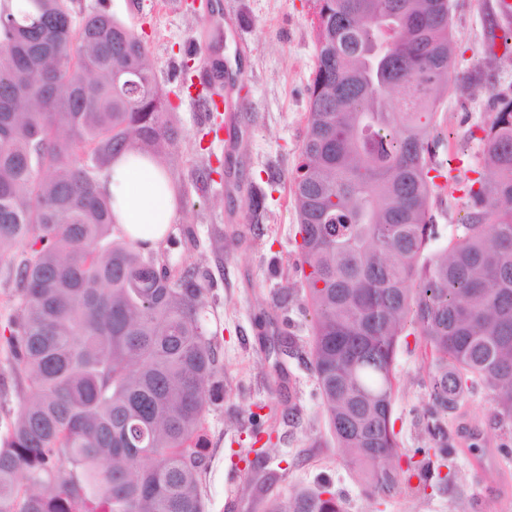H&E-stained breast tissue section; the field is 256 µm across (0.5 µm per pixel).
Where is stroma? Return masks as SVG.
Segmentation results:
<instances>
[{"mask_svg":"<svg viewBox=\"0 0 512 512\" xmlns=\"http://www.w3.org/2000/svg\"><path fill=\"white\" fill-rule=\"evenodd\" d=\"M455 65L439 100L440 128L468 180L482 164L481 127L498 93L512 94V52L491 54L495 0H449ZM76 18L105 11L134 28L149 48L148 61L169 100L179 132L165 166L177 187L178 218L161 256L170 264L206 271L216 286L205 313L219 334L224 393L209 402L203 434L208 467L200 475L205 512H262L265 497L328 476L346 512H512V460L495 452L501 427L489 391L470 393L443 419L455 446L451 482L384 500L365 497L344 465L325 422L307 354L287 356L283 337L307 346L312 315L302 307L293 275L298 218L291 176L306 132L315 44L312 0H74ZM211 53L236 77L226 85L225 106L207 111L190 94L208 81L200 66ZM233 123L238 145L213 127ZM220 163L207 192L197 178ZM267 181L266 210L249 208L251 183ZM289 288V303L280 291ZM393 419L400 447L430 443L422 414L428 404V367L418 352L400 349ZM270 427L255 434L250 414ZM479 430L481 457L502 478L492 488L478 471L462 424Z\"/></svg>","mask_w":512,"mask_h":512,"instance_id":"stroma-1","label":"stroma"}]
</instances>
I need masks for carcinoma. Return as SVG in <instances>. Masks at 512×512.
Here are the masks:
<instances>
[{
  "instance_id": "cac0c4a2",
  "label": "carcinoma",
  "mask_w": 512,
  "mask_h": 512,
  "mask_svg": "<svg viewBox=\"0 0 512 512\" xmlns=\"http://www.w3.org/2000/svg\"><path fill=\"white\" fill-rule=\"evenodd\" d=\"M71 0H0V262L18 304L8 372L26 395L0 440V512H204L208 401L223 383L207 275L176 276L114 231L99 177L175 144L148 47ZM315 63L291 192L313 313L310 366L328 430L364 493L447 481L439 423L482 386L512 459V95L482 131L494 174L440 239L430 172L455 62L448 0H313ZM479 185L473 189V185ZM423 338L434 444L399 451L394 361ZM263 512H344L319 479Z\"/></svg>"
}]
</instances>
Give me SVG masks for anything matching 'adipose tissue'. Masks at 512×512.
Here are the masks:
<instances>
[{"instance_id":"ef3b65f1","label":"adipose tissue","mask_w":512,"mask_h":512,"mask_svg":"<svg viewBox=\"0 0 512 512\" xmlns=\"http://www.w3.org/2000/svg\"><path fill=\"white\" fill-rule=\"evenodd\" d=\"M100 191L112 201L116 228L127 239L159 246L177 216L176 191L157 162L121 155L100 179Z\"/></svg>"}]
</instances>
